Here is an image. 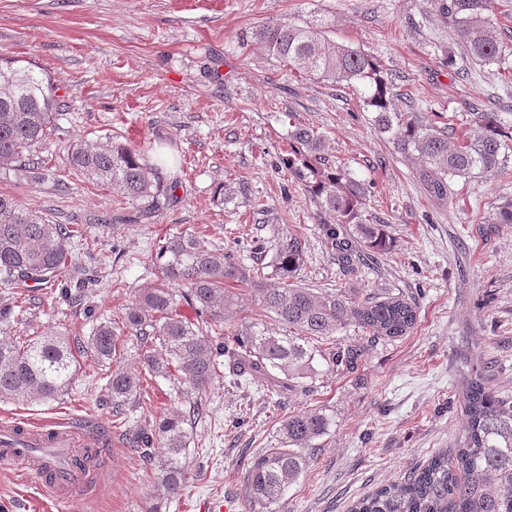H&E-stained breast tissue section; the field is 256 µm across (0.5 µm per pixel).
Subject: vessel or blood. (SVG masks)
<instances>
[{
  "mask_svg": "<svg viewBox=\"0 0 512 512\" xmlns=\"http://www.w3.org/2000/svg\"><path fill=\"white\" fill-rule=\"evenodd\" d=\"M96 444L94 435L70 425L0 424V463L42 485L59 503L73 502L94 480L96 470L81 466L79 450Z\"/></svg>",
  "mask_w": 512,
  "mask_h": 512,
  "instance_id": "1",
  "label": "vessel or blood"
}]
</instances>
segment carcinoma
I'll use <instances>...</instances> for the list:
<instances>
[{"label":"carcinoma","mask_w":512,"mask_h":512,"mask_svg":"<svg viewBox=\"0 0 512 512\" xmlns=\"http://www.w3.org/2000/svg\"><path fill=\"white\" fill-rule=\"evenodd\" d=\"M427 3L448 19V29L466 44L471 64H500L512 54V47L494 33L493 0ZM325 29L323 19L311 26L276 22L260 28L256 39L267 55L311 79L355 88L363 105L376 112L378 128L390 134L397 153L416 163L415 174L431 199L444 203L455 179L494 173L507 163L512 133L496 113L477 116L482 135L474 140L451 124L423 125L394 108L390 87L372 55L352 45L329 48ZM58 90L51 78L0 56V170L21 176L29 172L30 156L45 145L53 115L64 107ZM288 138L292 152L283 163L308 184L321 209L338 218L337 226L323 224L338 262L351 269L360 250H387L389 238L382 226L366 223L367 184L322 156L323 141L314 130L296 127ZM69 164L123 197L142 202L140 216L145 219L167 208L173 198L172 188L161 178H149L141 151L126 144L77 142ZM74 237L70 225L51 224L14 197L0 194V293L8 297L0 319L16 313L15 289L48 283L69 271ZM305 246L296 235L278 243L271 263L277 283L272 285L264 282L263 267L245 265L231 250L216 253L191 234L166 238L157 250L161 281L136 292L121 321L98 322L85 343L58 333L1 342L0 399L56 400L74 380L76 355L89 353L108 369L103 402L112 407V416L132 407L143 409L147 402L141 373L124 364L128 344L150 380L171 381L187 396L209 389L218 378L220 358L228 352L238 378L291 389L317 374L314 343L332 338L343 325L354 323L362 342L336 345L326 362L348 372L365 358L367 343L404 336L414 327L417 305L404 295L356 299L297 284ZM231 280L250 285L261 310L288 333L273 331L261 319L242 321L232 336L235 349L226 350L214 332L236 305L235 294L224 287ZM182 300L195 308L196 318L180 314ZM462 397L465 426L458 448L435 454L413 475L359 499L351 512H512V398L494 394L481 374L465 381ZM203 414L204 407L195 400L188 413L176 412L149 431L133 433L131 444L150 465L157 494L175 497L188 483L186 450L193 442V425ZM329 427V418L316 410L282 421L274 442L249 463L244 488L248 512H271L306 473L304 450Z\"/></svg>","instance_id":"carcinoma-1"}]
</instances>
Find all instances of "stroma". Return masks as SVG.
Instances as JSON below:
<instances>
[{"label":"stroma","mask_w":512,"mask_h":512,"mask_svg":"<svg viewBox=\"0 0 512 512\" xmlns=\"http://www.w3.org/2000/svg\"><path fill=\"white\" fill-rule=\"evenodd\" d=\"M327 20L332 43L373 54L397 109L430 125L440 117L476 133L477 115L512 124L505 86L512 72L449 58L464 45L424 0H0V54L55 79L66 107L27 178L0 174V193L55 224H77L91 247L75 246L71 277L80 301L33 290L21 319L0 322V339L54 331L86 341L97 322L119 318L134 291L161 275L164 239L199 234L209 249L249 257L262 243L295 234L306 241L296 281L349 295L413 298L417 323L399 339L373 343L357 370L321 365L306 390L269 396L240 385L229 365L202 401L208 410L188 448L190 480L160 512H245L250 460L289 415L317 409L333 425L309 449L307 472L276 512H350L384 484L455 447L463 425L462 384L484 372L512 396V224L492 218L512 199V161L497 173L457 179L446 204L423 189L412 164L381 133L353 90L308 79L264 52L263 25ZM315 129L330 162L371 183L365 216L384 225L390 248L344 271L325 242L321 214L304 181L283 164L289 130ZM182 162L176 202L135 220L139 202L70 168L72 145L111 139ZM245 190L225 200V185ZM105 367L79 356L75 382L52 402H0V418L72 421L97 434L101 474L68 509L38 484L0 464V512H146L149 466L112 425L101 402ZM152 410L130 411L132 429L185 411L187 397L159 382Z\"/></svg>","instance_id":"1"}]
</instances>
